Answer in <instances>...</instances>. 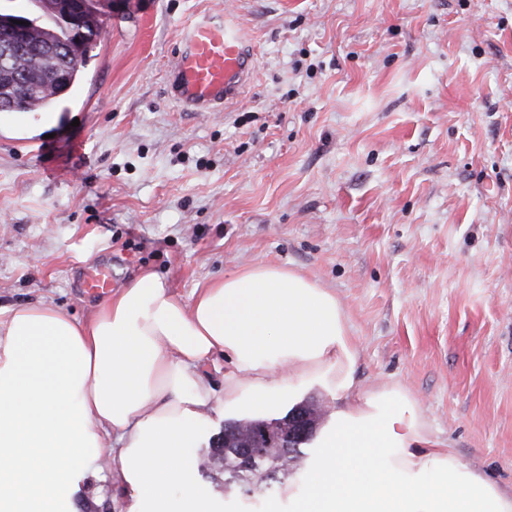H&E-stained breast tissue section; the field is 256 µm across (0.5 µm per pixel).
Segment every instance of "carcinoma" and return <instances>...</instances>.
<instances>
[{
    "instance_id": "1",
    "label": "carcinoma",
    "mask_w": 512,
    "mask_h": 512,
    "mask_svg": "<svg viewBox=\"0 0 512 512\" xmlns=\"http://www.w3.org/2000/svg\"><path fill=\"white\" fill-rule=\"evenodd\" d=\"M14 13L0 12V47L8 42L15 49L3 58L0 52V107L9 112H40L56 107L70 95L78 83L86 62L101 39L100 0H83V8L69 22L58 15L56 0H39L36 27L23 43L15 39ZM276 418H242L224 424L225 435L212 443L210 456H223L219 465L224 484L240 486L246 495L265 494L281 480L298 471L302 450L291 457L290 469L269 476L274 463L269 458L258 461L254 471L244 477L235 475V452L242 444L265 448L269 441L284 433L288 416Z\"/></svg>"
}]
</instances>
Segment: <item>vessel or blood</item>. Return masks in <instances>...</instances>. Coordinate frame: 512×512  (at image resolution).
Listing matches in <instances>:
<instances>
[{
    "instance_id": "b4317fda",
    "label": "vessel or blood",
    "mask_w": 512,
    "mask_h": 512,
    "mask_svg": "<svg viewBox=\"0 0 512 512\" xmlns=\"http://www.w3.org/2000/svg\"><path fill=\"white\" fill-rule=\"evenodd\" d=\"M253 60L237 20L202 17L186 25L167 71L172 98L192 112H222L233 105L250 79ZM85 284L94 292L112 286V267L90 268Z\"/></svg>"
}]
</instances>
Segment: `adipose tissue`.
Masks as SVG:
<instances>
[{
	"instance_id": "1",
	"label": "adipose tissue",
	"mask_w": 512,
	"mask_h": 512,
	"mask_svg": "<svg viewBox=\"0 0 512 512\" xmlns=\"http://www.w3.org/2000/svg\"><path fill=\"white\" fill-rule=\"evenodd\" d=\"M359 355L335 293L266 263L188 301L145 271L84 320L43 300L0 308V512H77L98 477L121 512H170L175 486L180 512H216L184 453L198 422L311 386L332 409L289 512H512V486L434 439L398 386L363 385ZM217 363L219 390L202 374Z\"/></svg>"
}]
</instances>
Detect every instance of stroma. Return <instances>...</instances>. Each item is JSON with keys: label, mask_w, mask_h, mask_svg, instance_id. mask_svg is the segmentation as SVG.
I'll list each match as a JSON object with an SVG mask.
<instances>
[{"label": "stroma", "mask_w": 512, "mask_h": 512, "mask_svg": "<svg viewBox=\"0 0 512 512\" xmlns=\"http://www.w3.org/2000/svg\"><path fill=\"white\" fill-rule=\"evenodd\" d=\"M236 16L254 71L222 112L173 102L185 22ZM51 122L0 124V306L77 319L84 271L191 298L253 263L333 291L362 384H397L459 459L512 484V0H104ZM189 454L217 512H265Z\"/></svg>", "instance_id": "stroma-1"}]
</instances>
